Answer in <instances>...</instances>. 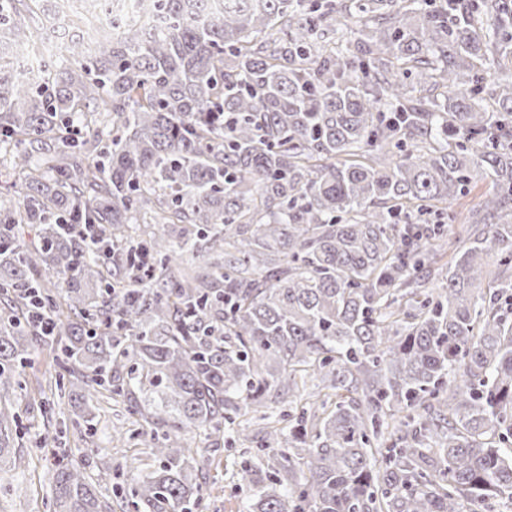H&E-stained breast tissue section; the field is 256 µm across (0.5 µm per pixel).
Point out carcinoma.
<instances>
[{"instance_id":"cac0c4a2","label":"carcinoma","mask_w":512,"mask_h":512,"mask_svg":"<svg viewBox=\"0 0 512 512\" xmlns=\"http://www.w3.org/2000/svg\"><path fill=\"white\" fill-rule=\"evenodd\" d=\"M147 0L70 20L0 0L4 394L47 348L71 423L150 433L122 512H205L187 433L288 394L247 512H496L512 501V4ZM29 42L36 77L10 51ZM83 126L73 131V116ZM492 182L439 266L453 200ZM210 259L202 278L173 266ZM401 414L384 435V417ZM49 512H112L58 462Z\"/></svg>"}]
</instances>
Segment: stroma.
Segmentation results:
<instances>
[{"label":"stroma","instance_id":"1","mask_svg":"<svg viewBox=\"0 0 512 512\" xmlns=\"http://www.w3.org/2000/svg\"><path fill=\"white\" fill-rule=\"evenodd\" d=\"M488 180L475 178L467 193L453 206L456 219L448 226L454 245L467 237V217L491 193ZM54 369L49 350L38 351L26 370L27 388L16 398L21 415V441L16 465L0 471V512H46L50 496L54 454L85 465L86 472L100 484L105 495L126 486L133 472H148L155 466L146 443L114 440L115 427L121 426V412L101 409L96 440L81 437L77 430L58 421L57 411L49 410L40 388ZM242 442L221 446L206 467L208 512H244L246 493L239 481Z\"/></svg>","mask_w":512,"mask_h":512}]
</instances>
